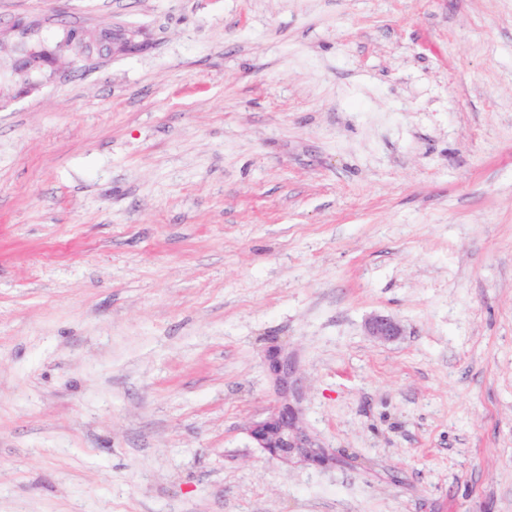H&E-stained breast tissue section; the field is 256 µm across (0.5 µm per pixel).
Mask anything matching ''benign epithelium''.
Instances as JSON below:
<instances>
[{"label": "benign epithelium", "mask_w": 512, "mask_h": 512, "mask_svg": "<svg viewBox=\"0 0 512 512\" xmlns=\"http://www.w3.org/2000/svg\"><path fill=\"white\" fill-rule=\"evenodd\" d=\"M42 68L36 57L19 64L10 60L8 70L19 80L18 93L27 94L39 88L33 75ZM367 333L382 342H391L402 335L401 325L392 317L373 314L365 322ZM270 372L275 376L281 401L270 414L249 426L248 433L256 445L269 458L283 464L303 463L325 465L330 461L327 448L310 437L300 425L299 412L288 402V394L294 387V367L288 358L274 354L269 360Z\"/></svg>", "instance_id": "benign-epithelium-1"}]
</instances>
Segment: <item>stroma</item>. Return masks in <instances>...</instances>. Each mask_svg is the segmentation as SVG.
<instances>
[{
    "instance_id": "1",
    "label": "stroma",
    "mask_w": 512,
    "mask_h": 512,
    "mask_svg": "<svg viewBox=\"0 0 512 512\" xmlns=\"http://www.w3.org/2000/svg\"><path fill=\"white\" fill-rule=\"evenodd\" d=\"M22 20L147 47L0 109V512H512V0ZM275 349L335 463L250 439ZM365 329L370 336L382 342H391L402 335L401 325L392 317L373 314L365 322Z\"/></svg>"
}]
</instances>
